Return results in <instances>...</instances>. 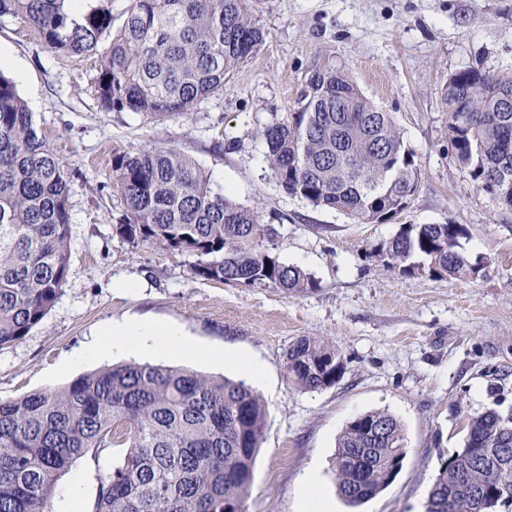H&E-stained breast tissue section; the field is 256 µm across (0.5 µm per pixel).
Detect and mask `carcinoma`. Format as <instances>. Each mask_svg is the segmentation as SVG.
Wrapping results in <instances>:
<instances>
[{"mask_svg":"<svg viewBox=\"0 0 512 512\" xmlns=\"http://www.w3.org/2000/svg\"><path fill=\"white\" fill-rule=\"evenodd\" d=\"M0 0V17L34 28L65 56L99 49L112 29V0ZM104 51L96 90L107 112L157 120L191 111L224 89L263 43L247 0H128ZM512 88V72L469 67L448 77L442 100L459 166L481 185L500 173L496 194L512 207V111L491 112L490 94ZM265 157L283 190L359 222L378 199L411 202L420 170L390 113L345 71L308 77L300 107L262 131ZM124 202L113 232L193 258V271L225 284L274 286L285 295L315 287L304 269L272 252L274 228L256 208L213 187L190 157L154 145L112 158ZM69 177L39 134L15 82L0 72V350L21 340L55 305L70 262ZM461 224H411L379 249L403 273L437 279L475 274L456 245ZM287 378L315 390L336 383L343 362L328 339L302 336L286 353ZM266 410L243 380L149 363L107 366L56 390L0 401V512H52L50 494L77 459L125 448L101 481L94 512H243ZM381 427L371 434L367 424ZM512 442V415L469 418L464 447L442 465L425 512H493L512 498V457L477 456ZM405 458L400 422L383 411L352 421L338 438L335 480L351 506L391 483Z\"/></svg>","mask_w":512,"mask_h":512,"instance_id":"carcinoma-1","label":"carcinoma"}]
</instances>
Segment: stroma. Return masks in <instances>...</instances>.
<instances>
[{
	"mask_svg": "<svg viewBox=\"0 0 512 512\" xmlns=\"http://www.w3.org/2000/svg\"><path fill=\"white\" fill-rule=\"evenodd\" d=\"M260 49L193 111L154 122L99 103L96 55L53 52L21 20L0 17L7 69L37 128L70 174L71 256L61 295L27 336L0 351V400L67 385L101 368L63 369L115 317L184 326L202 345L259 359L253 381L266 409L245 512H296L311 468L333 512H424L442 464L462 448L470 416L512 412V208L461 169L441 90L468 67L512 71V0H251ZM347 71L390 112L421 176L409 206L385 224H363L286 194L264 157L262 128L296 111L315 66ZM163 145L192 158L214 188L257 207L276 230L281 261L316 287L288 296L195 275L186 254L115 236L124 212L112 157ZM411 224H461L459 249L477 272L434 279L386 267L377 256ZM302 336L332 340L344 363L336 384L305 390L284 369ZM384 411L401 424L406 458L394 482L364 504L339 496L333 461L356 417ZM125 451L73 463L54 485L53 512L78 490L92 512L102 478Z\"/></svg>",
	"mask_w": 512,
	"mask_h": 512,
	"instance_id": "stroma-1",
	"label": "stroma"
}]
</instances>
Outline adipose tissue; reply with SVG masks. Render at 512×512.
I'll return each mask as SVG.
<instances>
[{
	"label": "adipose tissue",
	"instance_id": "1",
	"mask_svg": "<svg viewBox=\"0 0 512 512\" xmlns=\"http://www.w3.org/2000/svg\"><path fill=\"white\" fill-rule=\"evenodd\" d=\"M80 358L114 356H191L214 364L234 361L247 374L261 377V363L253 358L229 356L220 347L198 345L183 327L155 319L125 316L105 323L80 351Z\"/></svg>",
	"mask_w": 512,
	"mask_h": 512
}]
</instances>
